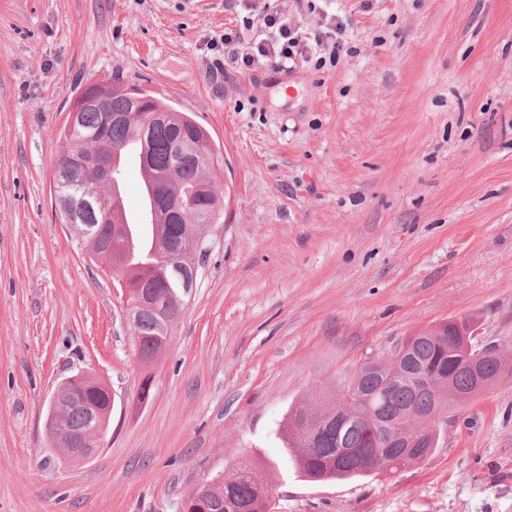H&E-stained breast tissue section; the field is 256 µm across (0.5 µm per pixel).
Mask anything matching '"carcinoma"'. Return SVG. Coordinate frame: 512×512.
Segmentation results:
<instances>
[{
  "mask_svg": "<svg viewBox=\"0 0 512 512\" xmlns=\"http://www.w3.org/2000/svg\"><path fill=\"white\" fill-rule=\"evenodd\" d=\"M84 91L99 93L101 104L82 112L77 130L64 126L63 146L55 166V199L71 194L77 184L111 197V185L99 182L96 169L80 168L76 158L89 153L94 144L103 151L122 150L131 141H141L139 124H114L109 119L113 113H141L147 108L177 115L174 125L152 128L142 145V156L149 157L148 167L160 175L177 161L182 184L193 185L222 165L223 154L210 142L203 159L189 152L187 143L197 134L209 136L208 131L190 114L172 108L149 91L139 90V100L122 86L114 90L93 83ZM97 228L102 248L127 252L130 225L118 234L110 221L100 218ZM189 228L188 224L167 225L166 239L161 243L151 234V263L141 268L127 266L133 275L130 287L184 297L185 279L160 261L159 252L165 245L179 251V263L185 267L199 266L205 253L189 250ZM473 323L471 317H456L425 333H413L405 337L407 349L401 359L366 363L342 382L332 401L289 409L282 439L285 454L299 473L313 482L360 478L397 472L430 456L438 448L442 426L448 424L459 402L482 395L485 384L493 385L506 374L495 348L479 362L472 360L479 352L471 336ZM137 331L140 350L152 352L153 337L159 332L152 309L139 312ZM71 391L74 400L64 420L75 428L87 424L86 404L103 407L110 399L106 390L84 382L72 385ZM400 429L417 436V443L411 447L404 441L390 443ZM274 491L275 485L260 466L238 461L225 472L223 483L207 487L204 505L209 512H240L243 508L268 512Z\"/></svg>",
  "mask_w": 512,
  "mask_h": 512,
  "instance_id": "1",
  "label": "carcinoma"
}]
</instances>
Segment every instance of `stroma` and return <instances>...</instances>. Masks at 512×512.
<instances>
[{
    "mask_svg": "<svg viewBox=\"0 0 512 512\" xmlns=\"http://www.w3.org/2000/svg\"><path fill=\"white\" fill-rule=\"evenodd\" d=\"M336 60L225 65L234 0H0V512H176L235 458L278 462L270 512H512V376L461 403L427 459L314 483L290 408L408 334L476 317L512 366V0H277ZM190 113L224 154V226L153 368L112 274L59 221L67 109L112 74ZM112 392L101 450L48 448L65 377Z\"/></svg>",
    "mask_w": 512,
    "mask_h": 512,
    "instance_id": "1",
    "label": "stroma"
}]
</instances>
